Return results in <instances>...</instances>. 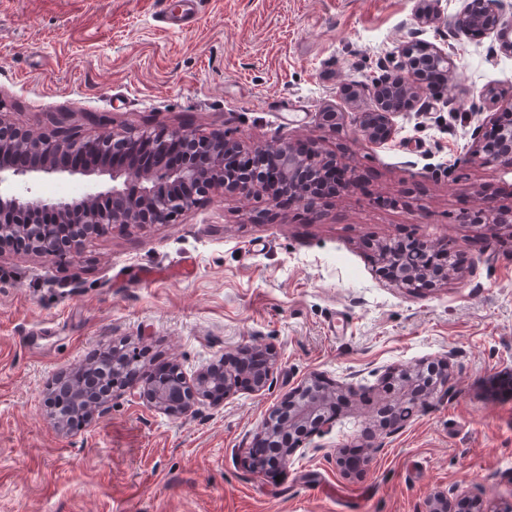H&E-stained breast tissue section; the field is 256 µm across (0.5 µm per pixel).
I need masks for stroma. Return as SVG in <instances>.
<instances>
[{
  "label": "stroma",
  "mask_w": 512,
  "mask_h": 512,
  "mask_svg": "<svg viewBox=\"0 0 512 512\" xmlns=\"http://www.w3.org/2000/svg\"><path fill=\"white\" fill-rule=\"evenodd\" d=\"M423 0H0V113L36 132L183 127L244 150L317 142L360 184L312 223L304 208L215 192L171 224L113 225L73 256L0 254V512H426L430 496L512 507V231L461 223L465 200L512 208V167L470 159L471 133L512 92V58L456 40L443 101L405 112L384 145L358 141L341 90L411 39ZM340 111L336 125L325 109ZM448 245L461 263L424 293L381 278L366 240ZM137 352L139 384L189 382L272 350L273 384L198 400L187 417L122 394L56 428L47 385L103 351ZM449 358L448 395L394 433L392 370ZM343 386L334 418L286 472L249 453L269 411L310 376ZM357 448L355 473L336 463Z\"/></svg>",
  "instance_id": "obj_1"
}]
</instances>
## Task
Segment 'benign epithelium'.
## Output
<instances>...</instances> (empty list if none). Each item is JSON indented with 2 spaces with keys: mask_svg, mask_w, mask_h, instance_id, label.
Listing matches in <instances>:
<instances>
[{
  "mask_svg": "<svg viewBox=\"0 0 512 512\" xmlns=\"http://www.w3.org/2000/svg\"><path fill=\"white\" fill-rule=\"evenodd\" d=\"M435 23L446 29L447 41L441 45L419 38L425 28ZM476 32L492 37L498 51L512 57V0H463L461 9L449 20L437 9L417 11L414 40L400 52L380 59L378 72L370 79L343 88V97L349 104L366 95L375 102V109L359 118L357 137L369 144L383 145L395 133L396 116L403 112H426L430 100L441 97L439 86L404 78L411 70V52H420L434 70L446 75L455 68L448 40ZM472 136L477 142L474 156L486 164L512 166V123H498L489 128L479 124ZM141 142L161 156L177 151L179 158L169 165L141 172L135 179L129 168L101 160L82 168H62L57 164V158L63 154L99 155L108 145L130 148ZM234 151V144L191 129L137 134L110 129L93 137L60 128L34 133L0 113V253L12 249L62 259L65 254L58 250V240L71 229L83 228L91 238L109 232L114 224H170L195 207L197 196L226 188L229 177L236 180L234 192L250 197L256 190L252 170L226 168L228 155ZM264 155L270 163L266 190L273 202L297 200L314 212L317 201L325 196L318 190L324 181L336 183L340 191L353 185L349 167L315 146L288 143ZM472 157L466 156L462 162H469ZM50 176H77L85 181V189L73 197H42L35 184ZM491 209V202L483 200L464 211L461 219L490 228L512 223V213L503 210L500 219L491 220ZM384 252L393 256L395 264L382 261L381 273L401 288H430L448 279L446 269L435 277L423 270V265L413 261L405 248L395 245ZM274 362L275 355L268 353L254 366L253 374L239 375L237 368L243 362L234 359L224 367V391L241 383L256 393L265 391L272 384ZM417 372V368L406 367L399 377L407 381L402 391L404 401L422 407L425 400L416 398L415 393L419 383ZM211 380L207 372L195 386L176 375L155 391L148 385L140 393L131 383L125 388L136 398L147 397L158 410L183 417L192 411L194 400L205 395ZM318 385L316 378H309L288 397V410L273 409L262 425V438L293 426L302 427L308 433L320 430L325 420L315 416L323 403L322 397L315 395ZM426 512H454L448 494L435 493Z\"/></svg>",
  "mask_w": 512,
  "mask_h": 512,
  "instance_id": "7a95c632",
  "label": "benign epithelium"
}]
</instances>
